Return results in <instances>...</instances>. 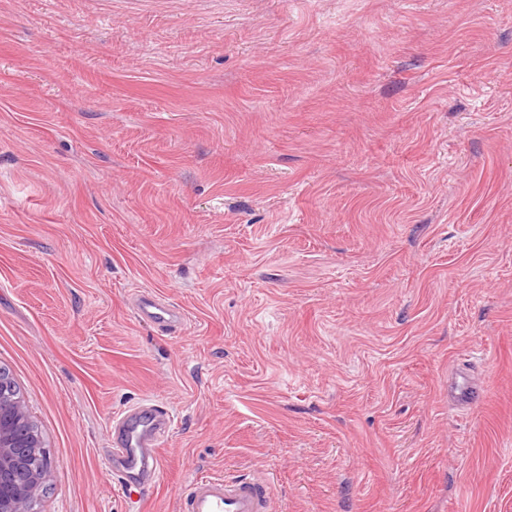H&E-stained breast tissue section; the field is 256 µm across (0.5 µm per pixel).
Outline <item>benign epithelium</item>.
<instances>
[{"instance_id": "7a95c632", "label": "benign epithelium", "mask_w": 512, "mask_h": 512, "mask_svg": "<svg viewBox=\"0 0 512 512\" xmlns=\"http://www.w3.org/2000/svg\"><path fill=\"white\" fill-rule=\"evenodd\" d=\"M47 472L41 432L14 380L0 367V512H31Z\"/></svg>"}]
</instances>
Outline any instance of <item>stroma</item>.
<instances>
[{
    "instance_id": "35a3bbf8",
    "label": "stroma",
    "mask_w": 512,
    "mask_h": 512,
    "mask_svg": "<svg viewBox=\"0 0 512 512\" xmlns=\"http://www.w3.org/2000/svg\"><path fill=\"white\" fill-rule=\"evenodd\" d=\"M0 367L32 512H130L105 454L146 398L141 512L216 474L512 512V0H0ZM136 318L150 322L162 332H167L181 324V312L175 307L161 302L150 293L141 292L134 304ZM470 361L456 364L448 377V402L455 407L474 406L484 397V389L470 374ZM44 442L19 390L0 367V512H30L43 491ZM153 416L152 423L143 428L136 419L144 412ZM174 424L172 414L164 407L146 403L122 412L113 422L112 428L118 437L109 448L106 462L112 472H121L117 483V491L123 495L128 484L135 477L144 473L151 476L150 487L156 484L161 470L158 460V448L161 447L164 435Z\"/></svg>"
}]
</instances>
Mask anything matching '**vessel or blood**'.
I'll use <instances>...</instances> for the list:
<instances>
[{"instance_id":"b4317fda","label":"vessel or blood","mask_w":512,"mask_h":512,"mask_svg":"<svg viewBox=\"0 0 512 512\" xmlns=\"http://www.w3.org/2000/svg\"><path fill=\"white\" fill-rule=\"evenodd\" d=\"M134 313L160 331L176 328L182 315L175 307L150 293L137 295ZM469 362L454 366L448 377V401L456 407L478 404L484 389L470 374ZM172 414L164 407L146 403L122 412L112 423L117 433L106 457L109 468L119 472L118 492H126L129 483L142 474L159 479L158 450L173 425ZM270 487L267 483L246 479H227L220 475L202 476L186 485L179 512H269Z\"/></svg>"}]
</instances>
